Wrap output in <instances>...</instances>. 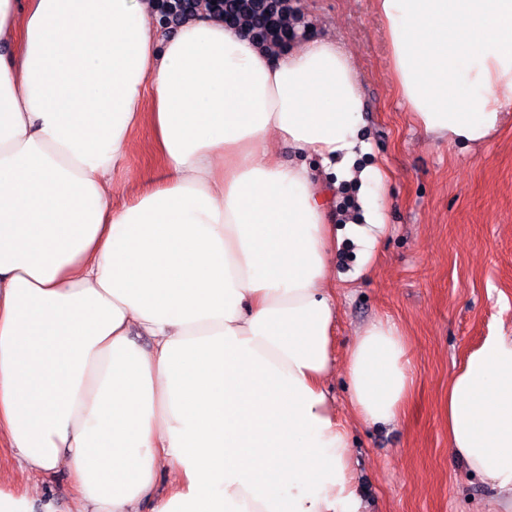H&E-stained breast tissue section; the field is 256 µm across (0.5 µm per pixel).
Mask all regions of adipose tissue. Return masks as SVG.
I'll return each mask as SVG.
<instances>
[{"mask_svg": "<svg viewBox=\"0 0 512 512\" xmlns=\"http://www.w3.org/2000/svg\"><path fill=\"white\" fill-rule=\"evenodd\" d=\"M377 10L417 124L487 142L512 110V0ZM154 15L152 0H0V444L22 473L66 472L75 512H362L326 389L338 181L362 191L365 249L385 229L383 170L356 164L353 56L305 33L266 50L203 7L167 34ZM138 126L163 177L116 208ZM344 372L359 422L401 419L397 325L367 326ZM446 423L449 454L512 512V333L455 369Z\"/></svg>", "mask_w": 512, "mask_h": 512, "instance_id": "1", "label": "adipose tissue"}]
</instances>
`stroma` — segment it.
<instances>
[{
	"label": "stroma",
	"instance_id": "1",
	"mask_svg": "<svg viewBox=\"0 0 512 512\" xmlns=\"http://www.w3.org/2000/svg\"><path fill=\"white\" fill-rule=\"evenodd\" d=\"M302 26L353 52L365 99L371 157L385 172L386 232L371 261L344 238L331 255L336 272L333 344L344 358L357 333L391 322L407 338L413 386L394 424L352 415L342 372L327 387L350 427L351 456L365 512H495L491 493L448 454V379L485 336L512 327V123L484 146L463 150L427 136L400 99L375 0H292ZM160 177L151 135L135 129L111 181L114 204ZM38 485L71 512L66 473L23 479L11 449L0 447V488Z\"/></svg>",
	"mask_w": 512,
	"mask_h": 512
}]
</instances>
